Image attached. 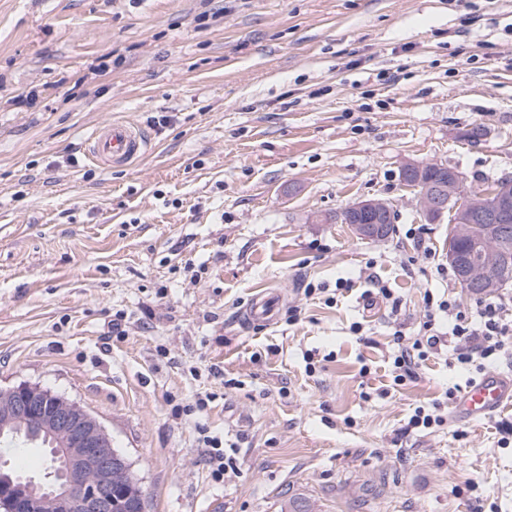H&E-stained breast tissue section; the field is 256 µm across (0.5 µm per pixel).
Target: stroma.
<instances>
[{
  "mask_svg": "<svg viewBox=\"0 0 512 512\" xmlns=\"http://www.w3.org/2000/svg\"><path fill=\"white\" fill-rule=\"evenodd\" d=\"M111 119L150 150L104 169ZM407 161L512 177V0H0V389L91 413L146 512H512V401L412 429L477 372L391 376L426 293L476 300ZM369 197L389 237L333 222ZM280 301L281 297L276 294L256 296L247 310L248 318L252 321H272ZM445 423L444 415L441 413V404L434 402L432 409L426 410L420 406L414 410V414L411 416L408 425L413 428L430 429L434 426L438 427Z\"/></svg>",
  "mask_w": 512,
  "mask_h": 512,
  "instance_id": "stroma-1",
  "label": "stroma"
}]
</instances>
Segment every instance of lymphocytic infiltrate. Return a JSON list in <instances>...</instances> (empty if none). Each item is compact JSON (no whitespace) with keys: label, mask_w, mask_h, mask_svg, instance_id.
<instances>
[{"label":"lymphocytic infiltrate","mask_w":512,"mask_h":512,"mask_svg":"<svg viewBox=\"0 0 512 512\" xmlns=\"http://www.w3.org/2000/svg\"><path fill=\"white\" fill-rule=\"evenodd\" d=\"M425 314L418 336L398 343L392 356L395 384L415 380L429 354L452 347L457 364L485 369L497 366L512 350V324L504 322L500 298L478 299L474 307L425 296Z\"/></svg>","instance_id":"1"}]
</instances>
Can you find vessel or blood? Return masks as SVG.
<instances>
[{"label": "vessel or blood", "mask_w": 512, "mask_h": 512, "mask_svg": "<svg viewBox=\"0 0 512 512\" xmlns=\"http://www.w3.org/2000/svg\"><path fill=\"white\" fill-rule=\"evenodd\" d=\"M147 141L144 133L120 121H107L97 126L90 155L95 163L109 169L129 163L144 154ZM280 302L278 295H259L253 298L247 315L250 320L271 321ZM512 400V376L489 373L472 380L456 400L454 418L478 422L492 416L505 401Z\"/></svg>", "instance_id": "vessel-or-blood-1"}]
</instances>
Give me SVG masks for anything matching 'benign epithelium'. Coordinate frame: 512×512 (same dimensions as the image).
Here are the masks:
<instances>
[{"mask_svg":"<svg viewBox=\"0 0 512 512\" xmlns=\"http://www.w3.org/2000/svg\"><path fill=\"white\" fill-rule=\"evenodd\" d=\"M428 165L408 162L403 173L418 190L420 213L427 220L441 215L450 204L458 209V223L477 216L488 234L481 241L485 252L493 251L495 235L502 224L512 222V179L503 178L493 194H473L454 169L440 181L426 177ZM396 210L382 198L359 200L336 215V222L349 224L364 239H376L383 226L394 221ZM448 261L457 268L463 285L494 291L512 281L492 261L475 266L455 251ZM33 425L37 435L51 440L50 466L41 477L25 475L9 459L0 457V509L19 512L29 503L37 512H113L112 488L129 478L131 502L127 512H145L139 481L130 478L131 463L119 454L99 421L78 404L37 385L19 384L0 390V438Z\"/></svg>","mask_w":512,"mask_h":512,"instance_id":"7a95c632","label":"benign epithelium"}]
</instances>
